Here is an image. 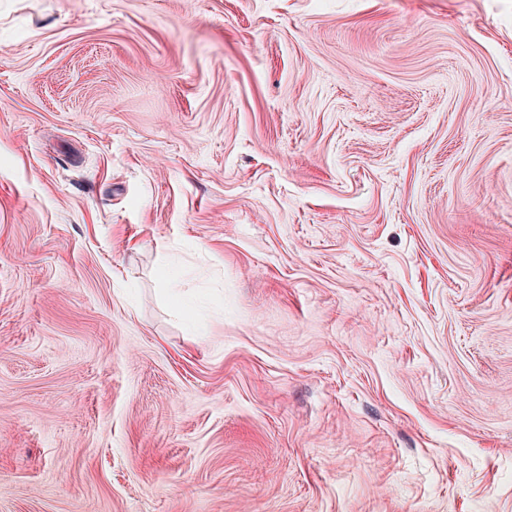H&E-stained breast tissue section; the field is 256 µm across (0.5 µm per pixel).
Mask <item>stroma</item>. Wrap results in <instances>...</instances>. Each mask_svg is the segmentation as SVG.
Returning a JSON list of instances; mask_svg holds the SVG:
<instances>
[{
    "label": "stroma",
    "instance_id": "35a3bbf8",
    "mask_svg": "<svg viewBox=\"0 0 512 512\" xmlns=\"http://www.w3.org/2000/svg\"><path fill=\"white\" fill-rule=\"evenodd\" d=\"M0 512H512V0H0Z\"/></svg>",
    "mask_w": 512,
    "mask_h": 512
}]
</instances>
